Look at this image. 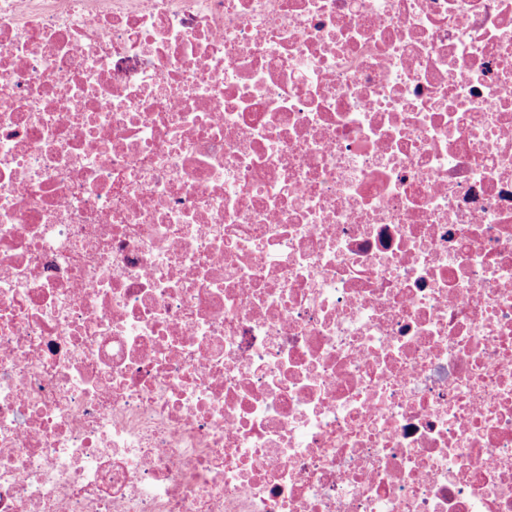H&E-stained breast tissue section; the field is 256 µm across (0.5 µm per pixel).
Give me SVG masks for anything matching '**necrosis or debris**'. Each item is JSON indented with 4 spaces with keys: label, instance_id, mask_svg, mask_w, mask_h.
Returning <instances> with one entry per match:
<instances>
[{
    "label": "necrosis or debris",
    "instance_id": "necrosis-or-debris-1",
    "mask_svg": "<svg viewBox=\"0 0 512 512\" xmlns=\"http://www.w3.org/2000/svg\"><path fill=\"white\" fill-rule=\"evenodd\" d=\"M0 512H512V0H0Z\"/></svg>",
    "mask_w": 512,
    "mask_h": 512
}]
</instances>
